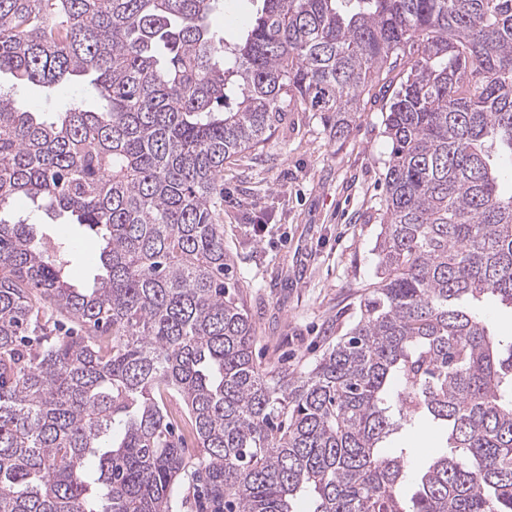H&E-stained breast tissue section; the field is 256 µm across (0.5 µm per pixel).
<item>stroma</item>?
<instances>
[{"mask_svg": "<svg viewBox=\"0 0 512 512\" xmlns=\"http://www.w3.org/2000/svg\"><path fill=\"white\" fill-rule=\"evenodd\" d=\"M262 7L261 0H224L210 26L230 42ZM0 91L44 118L104 105L84 81L44 88L0 73ZM387 99L365 100L352 132L329 136L321 113L291 104L263 147L224 167V244L242 279L260 332L258 362L299 372L354 323L376 280L374 246L384 205ZM6 219H25L62 243L67 274L81 288L100 272L96 235L30 200H11Z\"/></svg>", "mask_w": 512, "mask_h": 512, "instance_id": "obj_1", "label": "stroma"}]
</instances>
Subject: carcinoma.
I'll list each match as a JSON object with an SVG mask.
<instances>
[{"label": "carcinoma", "mask_w": 512, "mask_h": 512, "mask_svg": "<svg viewBox=\"0 0 512 512\" xmlns=\"http://www.w3.org/2000/svg\"><path fill=\"white\" fill-rule=\"evenodd\" d=\"M218 2L0 0V73L105 101L47 121L0 93V207L76 217L104 268L78 288L0 220V512H512V337L473 309H512V0H263L234 44ZM377 86V281L308 370L262 368L224 164L293 101L347 136ZM407 427L443 440L414 473L382 452Z\"/></svg>", "instance_id": "1"}]
</instances>
